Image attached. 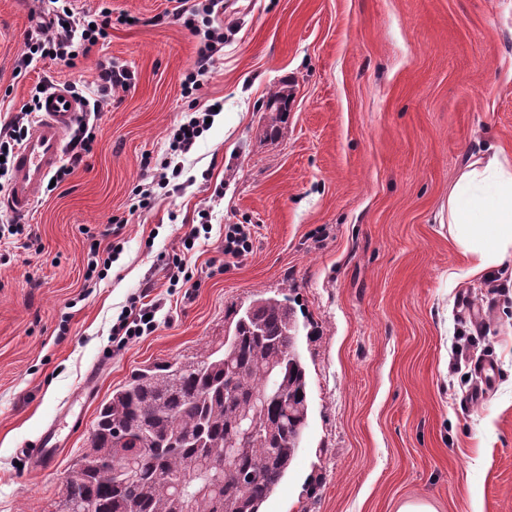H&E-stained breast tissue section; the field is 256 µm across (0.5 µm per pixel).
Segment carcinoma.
<instances>
[{"instance_id": "obj_1", "label": "carcinoma", "mask_w": 512, "mask_h": 512, "mask_svg": "<svg viewBox=\"0 0 512 512\" xmlns=\"http://www.w3.org/2000/svg\"><path fill=\"white\" fill-rule=\"evenodd\" d=\"M224 336L190 356L134 371L98 410L89 446L65 483L96 512H173L171 478L191 465L226 461L210 473L194 512H261L288 472L308 426L307 370L300 325L288 298L260 296L224 316ZM266 395L260 437L236 448L241 413ZM137 458L127 477L115 469Z\"/></svg>"}]
</instances>
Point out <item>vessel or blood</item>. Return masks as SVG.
I'll return each mask as SVG.
<instances>
[{"instance_id":"1","label":"vessel or blood","mask_w":512,"mask_h":512,"mask_svg":"<svg viewBox=\"0 0 512 512\" xmlns=\"http://www.w3.org/2000/svg\"><path fill=\"white\" fill-rule=\"evenodd\" d=\"M41 116L16 153L11 188L5 204L16 217L34 207L49 176L60 165L67 135L83 115L82 102L64 89L50 93ZM61 421H52L25 453L38 464L55 458L61 443Z\"/></svg>"}]
</instances>
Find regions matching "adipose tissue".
<instances>
[{
    "label": "adipose tissue",
    "mask_w": 512,
    "mask_h": 512,
    "mask_svg": "<svg viewBox=\"0 0 512 512\" xmlns=\"http://www.w3.org/2000/svg\"><path fill=\"white\" fill-rule=\"evenodd\" d=\"M448 224L474 258V271L512 254V160L491 156L470 164L448 198Z\"/></svg>",
    "instance_id": "ef3b65f1"
}]
</instances>
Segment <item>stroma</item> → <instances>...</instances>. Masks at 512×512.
<instances>
[{
	"label": "stroma",
	"mask_w": 512,
	"mask_h": 512,
	"mask_svg": "<svg viewBox=\"0 0 512 512\" xmlns=\"http://www.w3.org/2000/svg\"><path fill=\"white\" fill-rule=\"evenodd\" d=\"M198 3L74 0L136 22L73 65L19 76L37 4L0 0V126L40 81L89 96L98 59L134 74L95 120L84 164L43 189L31 239L0 238V512H55L99 402L141 366L223 336L229 310L283 294L305 326L309 419L262 512H397L415 499L512 512V259L472 273L448 227L465 167L512 157V0H224L210 17L224 46L187 91L198 38L172 15ZM284 83L288 119L270 136L263 103ZM215 103L210 128L172 155L178 127ZM148 183L150 206L130 211ZM201 223L191 281L169 287L168 257ZM228 224L251 225L245 256H225ZM94 242L122 251L91 279ZM149 282L163 301L155 328L118 344L112 325ZM479 357L495 364L491 384L471 370ZM90 374L82 429L38 468L24 448Z\"/></svg>",
	"instance_id": "obj_1"
}]
</instances>
